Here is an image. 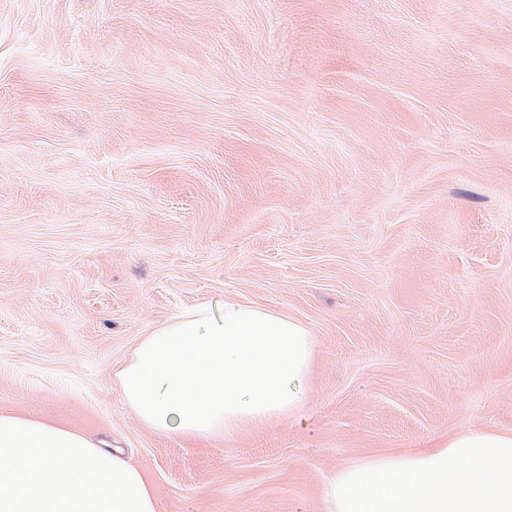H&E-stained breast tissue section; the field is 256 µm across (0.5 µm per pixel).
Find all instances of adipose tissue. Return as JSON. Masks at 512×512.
Segmentation results:
<instances>
[{
    "instance_id": "adipose-tissue-1",
    "label": "adipose tissue",
    "mask_w": 512,
    "mask_h": 512,
    "mask_svg": "<svg viewBox=\"0 0 512 512\" xmlns=\"http://www.w3.org/2000/svg\"><path fill=\"white\" fill-rule=\"evenodd\" d=\"M315 348L288 314L225 300L145 336L115 373L148 428L231 439L304 406ZM325 512H512V431L468 430L413 454L350 463ZM0 512H157L144 474L81 432L0 414Z\"/></svg>"
}]
</instances>
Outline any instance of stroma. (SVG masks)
Returning a JSON list of instances; mask_svg holds the SVG:
<instances>
[{
  "mask_svg": "<svg viewBox=\"0 0 512 512\" xmlns=\"http://www.w3.org/2000/svg\"><path fill=\"white\" fill-rule=\"evenodd\" d=\"M227 299L313 332L301 416L146 427L116 369ZM0 412L158 512H324L349 462L512 430V0H0Z\"/></svg>",
  "mask_w": 512,
  "mask_h": 512,
  "instance_id": "stroma-1",
  "label": "stroma"
}]
</instances>
